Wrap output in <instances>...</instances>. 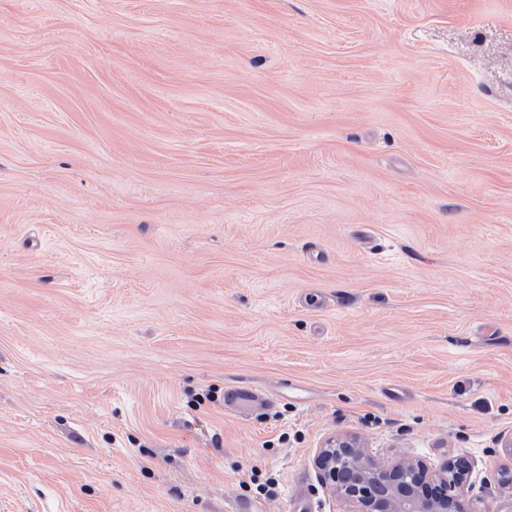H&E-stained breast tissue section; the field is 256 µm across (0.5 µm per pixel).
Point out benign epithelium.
Here are the masks:
<instances>
[{
	"label": "benign epithelium",
	"instance_id": "benign-epithelium-1",
	"mask_svg": "<svg viewBox=\"0 0 512 512\" xmlns=\"http://www.w3.org/2000/svg\"><path fill=\"white\" fill-rule=\"evenodd\" d=\"M338 455L351 459L348 469L337 465ZM370 461L372 458L356 437L333 439L320 454L325 484L352 501L356 512H472L462 494L472 474L468 457L450 459L438 472L407 458L394 465H379L360 476L350 473V469Z\"/></svg>",
	"mask_w": 512,
	"mask_h": 512
}]
</instances>
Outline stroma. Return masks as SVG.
<instances>
[{
  "label": "stroma",
  "instance_id": "stroma-1",
  "mask_svg": "<svg viewBox=\"0 0 512 512\" xmlns=\"http://www.w3.org/2000/svg\"><path fill=\"white\" fill-rule=\"evenodd\" d=\"M339 436L512 512V0H0V512H354ZM275 402L272 393L255 386H235L227 389L224 408L235 413H257Z\"/></svg>",
  "mask_w": 512,
  "mask_h": 512
}]
</instances>
